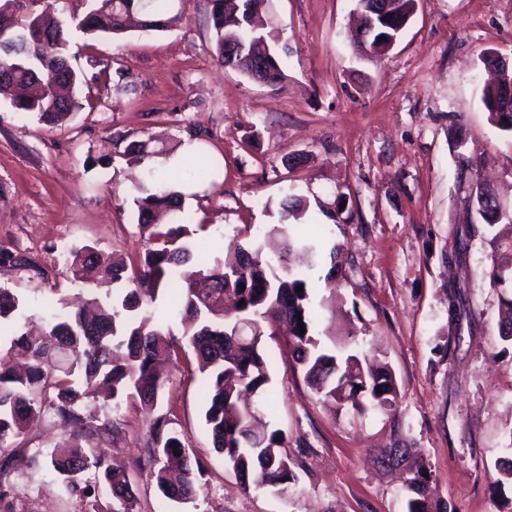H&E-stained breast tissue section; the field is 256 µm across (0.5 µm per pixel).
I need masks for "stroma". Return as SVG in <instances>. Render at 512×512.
I'll list each match as a JSON object with an SVG mask.
<instances>
[{
  "instance_id": "1",
  "label": "stroma",
  "mask_w": 512,
  "mask_h": 512,
  "mask_svg": "<svg viewBox=\"0 0 512 512\" xmlns=\"http://www.w3.org/2000/svg\"><path fill=\"white\" fill-rule=\"evenodd\" d=\"M183 7L184 23L167 31L73 33L85 106L61 125L0 100V244L46 271H5L0 283L38 321L47 304L88 288L59 251L92 245L116 261L143 252L133 197L153 162L130 165L121 153L132 141L193 142L214 175L184 197L189 246L220 258L243 228L267 245L284 194L304 200L299 232L336 253L335 281L327 266L310 272L316 333L387 363L397 398L360 415L323 404L269 343L264 418L299 465L283 499L243 490L205 430L200 374L165 365L160 410L205 466L197 502L171 512H405L400 472L377 460L390 446L423 461L445 512H512V490H494L512 443V344L499 324L512 296V224L478 219L461 165L480 162L479 177L512 211V134L483 106L480 60L493 50L512 61V0H417L381 56L352 36L357 0H270L266 30L289 47L279 86L218 64L208 0ZM113 416L118 435L84 445L125 470L136 512H159L150 415L129 400ZM66 437L49 415L19 437L14 512H82L50 466Z\"/></svg>"
}]
</instances>
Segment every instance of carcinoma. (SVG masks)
<instances>
[{
  "instance_id": "cac0c4a2",
  "label": "carcinoma",
  "mask_w": 512,
  "mask_h": 512,
  "mask_svg": "<svg viewBox=\"0 0 512 512\" xmlns=\"http://www.w3.org/2000/svg\"><path fill=\"white\" fill-rule=\"evenodd\" d=\"M94 2L85 15L64 18L48 0L33 10L27 0H0V98L10 100L15 111L57 126L80 108L73 93H57V88L73 90L81 81L76 69L59 75L68 60L72 31L118 36L128 32L135 18L144 31L171 29L185 19L173 0ZM210 2L218 62L252 76V52L264 39L254 23L257 0ZM269 52V84L278 85L286 79L281 54L276 48ZM507 85L512 87L510 73L483 89L482 103L491 121L512 133V100L506 102L502 96ZM173 152L132 141L123 155L140 162ZM133 203L140 229L156 243L137 264L112 262L90 245L69 252L65 260L75 281L83 280L92 267L100 283L126 284L120 295L90 290L94 314L82 309L53 312L42 333L32 335L19 322L24 302L0 285V502L13 484L16 440L46 412L70 427L71 436L79 440L110 435L115 428L98 403L104 384L111 387L114 409L128 398L138 399L150 411L157 407L166 385L157 365L178 356V351L164 319L144 308L154 304L166 286L175 293L184 344L205 379L204 425L214 449L244 489L279 495L297 480L296 463L278 441L282 432L261 423L271 384L266 338L284 336L294 366L318 399L359 413L370 406H393L396 381L387 365L374 366L340 348L332 351L315 335L306 275L288 266L286 259L297 250L303 254V266L316 265V247L301 243L287 224L291 218L301 219L306 203L290 196L280 203L282 223L271 228L284 239V251L277 258L263 256L261 247L249 241L232 242L233 256L212 264L198 259L188 247L186 226L169 223L181 211L182 199L166 172L149 169ZM2 265L46 276L35 260L1 245ZM299 286L303 291H297ZM240 320L253 322L250 335L233 334ZM378 387L382 392H376ZM173 424L167 413L155 416L147 448L164 506L195 502L203 473L201 462ZM50 463L66 488L86 502L85 512H134L128 475L104 457L77 445L65 456L51 457ZM408 474L405 512H438L429 494L426 466L410 464Z\"/></svg>"
}]
</instances>
